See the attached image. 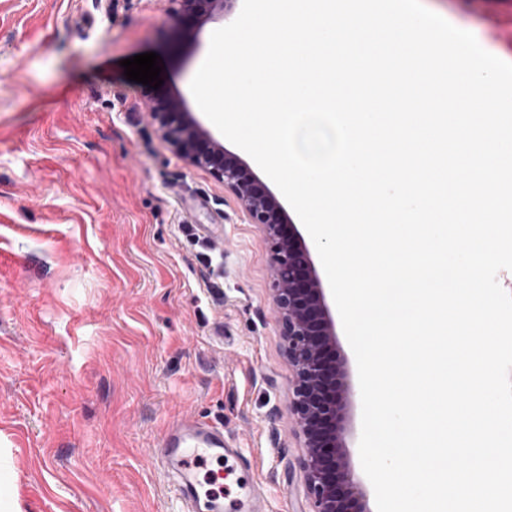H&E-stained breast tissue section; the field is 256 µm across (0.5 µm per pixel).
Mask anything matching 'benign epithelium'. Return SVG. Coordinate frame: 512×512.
Masks as SVG:
<instances>
[{
  "label": "benign epithelium",
  "instance_id": "obj_1",
  "mask_svg": "<svg viewBox=\"0 0 512 512\" xmlns=\"http://www.w3.org/2000/svg\"><path fill=\"white\" fill-rule=\"evenodd\" d=\"M168 4V12L175 18L184 14L212 16L233 12L237 0H168ZM144 111L157 120L163 136L184 153L191 165L212 170L224 182L238 200L247 223L259 225L267 239H277L279 228L289 223L286 211L278 204L270 207L274 201L271 191L244 162L226 152L197 123L182 118L185 108L180 97L157 91L148 95ZM273 256L276 284L273 312L282 323L283 336L288 342V360L294 371L288 404L304 438L301 471L311 512H372L368 494L355 478L350 451L342 442L354 403L347 361L336 359L338 395H321L319 389L327 368L315 343L317 332L313 330L296 284L305 279L312 285L310 302L320 315L319 333L334 351L336 324L325 288L298 234L274 245Z\"/></svg>",
  "mask_w": 512,
  "mask_h": 512
}]
</instances>
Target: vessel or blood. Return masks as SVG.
<instances>
[{
  "label": "vessel or blood",
  "instance_id": "obj_1",
  "mask_svg": "<svg viewBox=\"0 0 512 512\" xmlns=\"http://www.w3.org/2000/svg\"><path fill=\"white\" fill-rule=\"evenodd\" d=\"M153 456L162 465L176 467L183 512H266L251 459L225 441L221 426L194 416L171 420ZM212 460L224 462L234 477V490L212 497L200 492L197 473Z\"/></svg>",
  "mask_w": 512,
  "mask_h": 512
}]
</instances>
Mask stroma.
<instances>
[{
  "instance_id": "obj_1",
  "label": "stroma",
  "mask_w": 512,
  "mask_h": 512,
  "mask_svg": "<svg viewBox=\"0 0 512 512\" xmlns=\"http://www.w3.org/2000/svg\"><path fill=\"white\" fill-rule=\"evenodd\" d=\"M221 26L167 0H0V512H181L150 450L186 415L251 458L267 512H310L272 244L120 65L160 55L211 129L190 83Z\"/></svg>"
}]
</instances>
